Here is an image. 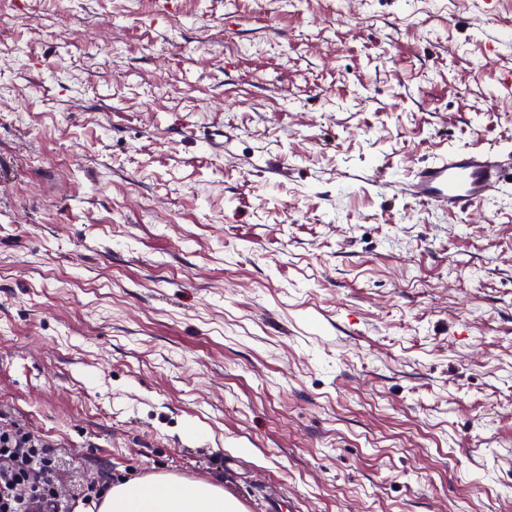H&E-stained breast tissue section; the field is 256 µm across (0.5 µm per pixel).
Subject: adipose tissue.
<instances>
[{"mask_svg":"<svg viewBox=\"0 0 512 512\" xmlns=\"http://www.w3.org/2000/svg\"><path fill=\"white\" fill-rule=\"evenodd\" d=\"M95 507L97 512H242L221 486L170 474L107 485Z\"/></svg>","mask_w":512,"mask_h":512,"instance_id":"obj_1","label":"adipose tissue"}]
</instances>
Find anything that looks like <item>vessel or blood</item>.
I'll return each instance as SVG.
<instances>
[{"label": "vessel or blood", "mask_w": 512, "mask_h": 512, "mask_svg": "<svg viewBox=\"0 0 512 512\" xmlns=\"http://www.w3.org/2000/svg\"><path fill=\"white\" fill-rule=\"evenodd\" d=\"M512 182V165L478 150H455L413 174L411 191L420 200L465 211Z\"/></svg>", "instance_id": "1"}]
</instances>
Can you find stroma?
<instances>
[{
	"mask_svg": "<svg viewBox=\"0 0 512 512\" xmlns=\"http://www.w3.org/2000/svg\"><path fill=\"white\" fill-rule=\"evenodd\" d=\"M510 74L512 0H0V421L64 512H512V183L408 190L512 158ZM511 180V163L483 151L455 150L415 170L410 190L424 202L466 211ZM93 506L97 512H241L242 505L224 488L201 480L153 474L112 485Z\"/></svg>",
	"mask_w": 512,
	"mask_h": 512,
	"instance_id": "1",
	"label": "stroma"
}]
</instances>
